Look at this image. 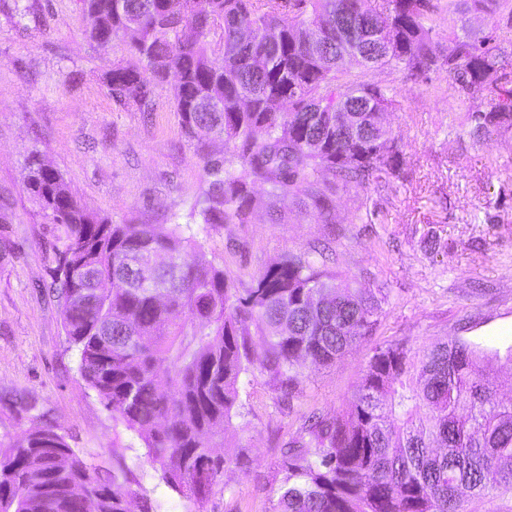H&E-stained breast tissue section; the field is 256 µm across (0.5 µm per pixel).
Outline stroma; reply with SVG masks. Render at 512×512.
Returning a JSON list of instances; mask_svg holds the SVG:
<instances>
[{
    "label": "stroma",
    "mask_w": 512,
    "mask_h": 512,
    "mask_svg": "<svg viewBox=\"0 0 512 512\" xmlns=\"http://www.w3.org/2000/svg\"><path fill=\"white\" fill-rule=\"evenodd\" d=\"M28 2L33 12L19 22L13 0H0V449L48 423L88 465L108 472L124 462L132 504L146 495L156 512L195 510L164 484L78 372L48 294L58 231L25 188L36 152L98 217L190 226L232 287L248 288L281 257L326 245L328 270L384 295L373 334L333 366L305 369L289 399L253 342L225 434L233 462L213 485L206 512H276L287 443L310 415L346 406L376 347L400 341L417 352L448 337L487 354L512 346V128L483 141L466 122L467 110L487 109V98L460 109L443 69L425 77L368 71L397 100L387 115L402 150L396 173L337 190L327 224L290 200L286 220L269 223L273 200L261 185L249 223L201 224L190 213L210 181L204 158L221 155V145L189 141L171 84L154 88L149 111L114 103L106 73L137 59L86 37L81 0ZM452 30L491 39L512 73V8L492 13L458 0L451 21L432 32L440 48ZM430 239L436 249L427 247Z\"/></svg>",
    "instance_id": "obj_1"
}]
</instances>
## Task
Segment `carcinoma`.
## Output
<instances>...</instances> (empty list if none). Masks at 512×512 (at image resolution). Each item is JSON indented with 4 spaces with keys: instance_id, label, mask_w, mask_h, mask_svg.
I'll list each match as a JSON object with an SVG mask.
<instances>
[{
    "instance_id": "obj_1",
    "label": "carcinoma",
    "mask_w": 512,
    "mask_h": 512,
    "mask_svg": "<svg viewBox=\"0 0 512 512\" xmlns=\"http://www.w3.org/2000/svg\"><path fill=\"white\" fill-rule=\"evenodd\" d=\"M456 0H83L85 32L109 37L140 65L106 77L115 102L147 106L153 87L176 78L175 109L189 139L220 140L212 180L195 208L204 224H246L252 188L323 210L329 194L395 170L401 152L384 114L394 96L348 80L339 60L354 22L376 33L350 55L365 70L439 69L464 94L490 96L467 113L471 133L512 127V78L490 40L452 33L448 50L430 33ZM332 19L324 55L308 46ZM222 29L224 51L209 40ZM26 190L62 242L55 253L58 306L78 371L113 419L146 448L161 479L196 512L232 463L220 455L249 370L250 337L268 346L262 367L287 398L309 366H329L372 334L383 298L290 254L259 273L246 296L179 224H110L90 213L63 177L34 154ZM83 268L112 289L73 300L70 271ZM112 325V341L98 330ZM489 356L450 338L413 353L403 343L375 351L347 408L319 415L289 443L288 476L276 512H465L490 491L512 493V400L498 395ZM90 468L50 425L0 452V512H129L119 477ZM100 491L85 505L87 487Z\"/></svg>"
}]
</instances>
